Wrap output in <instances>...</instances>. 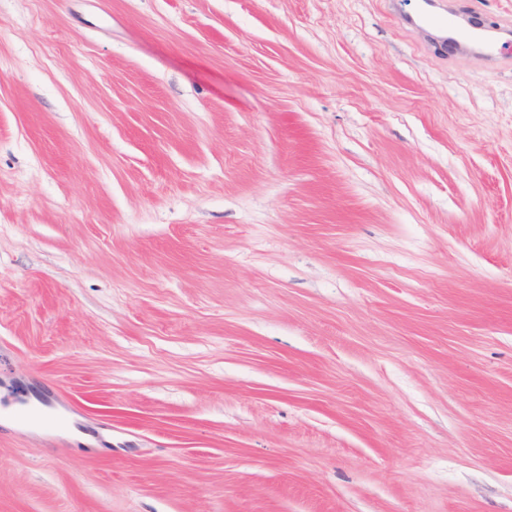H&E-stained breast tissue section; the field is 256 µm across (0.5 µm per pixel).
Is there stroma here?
<instances>
[{"label":"stroma","instance_id":"obj_1","mask_svg":"<svg viewBox=\"0 0 512 512\" xmlns=\"http://www.w3.org/2000/svg\"><path fill=\"white\" fill-rule=\"evenodd\" d=\"M417 0H0V512H512V47ZM405 23L423 29L435 38L439 51L451 55L481 59L488 62L500 58L501 50L512 44V21L496 26L490 32L483 23H471L469 17L458 16L453 11H437L436 0H422L413 13L404 18Z\"/></svg>","mask_w":512,"mask_h":512}]
</instances>
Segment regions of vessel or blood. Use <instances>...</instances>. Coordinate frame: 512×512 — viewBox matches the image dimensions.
<instances>
[{
	"instance_id": "obj_1",
	"label": "vessel or blood",
	"mask_w": 512,
	"mask_h": 512,
	"mask_svg": "<svg viewBox=\"0 0 512 512\" xmlns=\"http://www.w3.org/2000/svg\"><path fill=\"white\" fill-rule=\"evenodd\" d=\"M404 21L427 31L434 37L438 50L452 55L493 62L499 59L505 46L512 44L511 20L491 32L486 25L471 22L470 18L451 11H438L436 0H420Z\"/></svg>"
}]
</instances>
